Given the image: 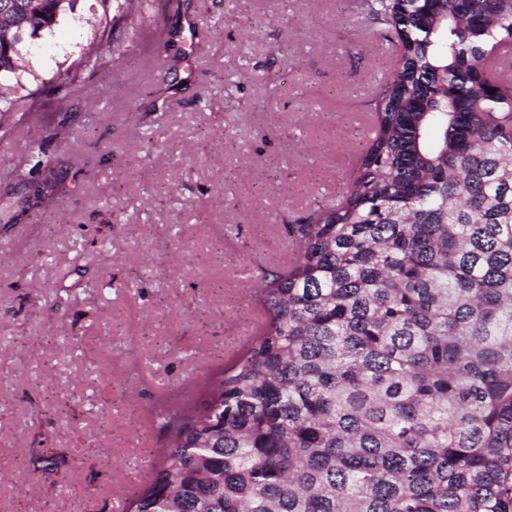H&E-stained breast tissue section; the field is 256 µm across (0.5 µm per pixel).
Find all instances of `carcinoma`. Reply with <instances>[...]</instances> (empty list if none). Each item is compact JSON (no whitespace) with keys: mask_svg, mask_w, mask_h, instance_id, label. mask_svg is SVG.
<instances>
[{"mask_svg":"<svg viewBox=\"0 0 512 512\" xmlns=\"http://www.w3.org/2000/svg\"><path fill=\"white\" fill-rule=\"evenodd\" d=\"M80 0H0V134L38 114L28 40ZM92 50L120 54L112 0ZM400 64L379 130L339 203L289 225L299 245L264 277L269 321L166 404L173 446L124 512H512V0H368ZM38 166L56 191L65 175Z\"/></svg>","mask_w":512,"mask_h":512,"instance_id":"carcinoma-1","label":"carcinoma"}]
</instances>
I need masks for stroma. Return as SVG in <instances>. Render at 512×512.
Returning a JSON list of instances; mask_svg holds the SVG:
<instances>
[{
    "label": "stroma",
    "mask_w": 512,
    "mask_h": 512,
    "mask_svg": "<svg viewBox=\"0 0 512 512\" xmlns=\"http://www.w3.org/2000/svg\"><path fill=\"white\" fill-rule=\"evenodd\" d=\"M87 6L32 42L42 79L88 51ZM117 37L84 97L0 139V512L141 493L171 446L156 410L260 334L286 222L341 199L398 61L365 0H179ZM40 153L66 190L29 206Z\"/></svg>",
    "instance_id": "obj_1"
}]
</instances>
